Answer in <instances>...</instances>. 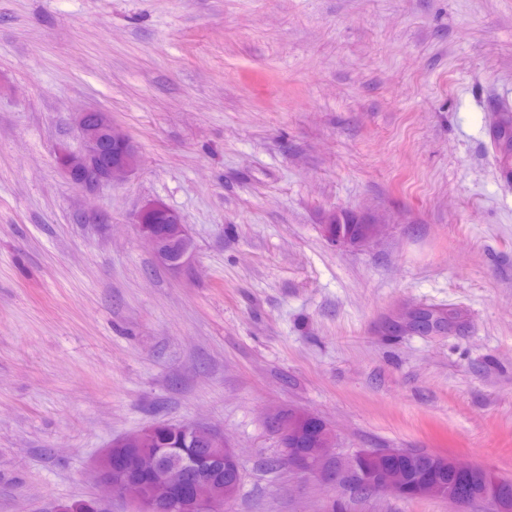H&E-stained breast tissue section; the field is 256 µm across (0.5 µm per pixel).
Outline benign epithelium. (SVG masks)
<instances>
[{
    "mask_svg": "<svg viewBox=\"0 0 512 512\" xmlns=\"http://www.w3.org/2000/svg\"><path fill=\"white\" fill-rule=\"evenodd\" d=\"M75 124L81 132L83 146L79 153H60V163L72 181L80 185L117 182L132 173L138 164V153L129 138L112 123L106 112H78ZM136 224L148 242L155 258L163 265L181 268L192 251L184 249L174 255L173 240H188L190 235L181 216L160 201L144 205L138 212ZM280 436L284 459L288 467L304 474H323L336 483L364 485L376 492L391 493L404 498L438 497L439 475L446 470L455 477L465 493L448 490L446 501L467 505L483 503L490 512H512V486L490 471L457 457L416 448H386L362 450L345 461L334 460L335 439L326 430L320 441L305 452L296 451L299 430L287 417L274 423ZM172 430L182 438V448H173L177 456L163 469L142 468L129 464L108 465L111 449L96 460L98 482L106 486L113 497L132 502L136 512H165L174 505L180 512H224L231 502L224 493V483L214 480L205 470L209 461L183 452L191 447L195 435L209 437L216 458L224 459V470L239 472L236 450L224 434L199 424L174 423ZM198 471L195 480H185V472Z\"/></svg>",
    "mask_w": 512,
    "mask_h": 512,
    "instance_id": "benign-epithelium-1",
    "label": "benign epithelium"
}]
</instances>
